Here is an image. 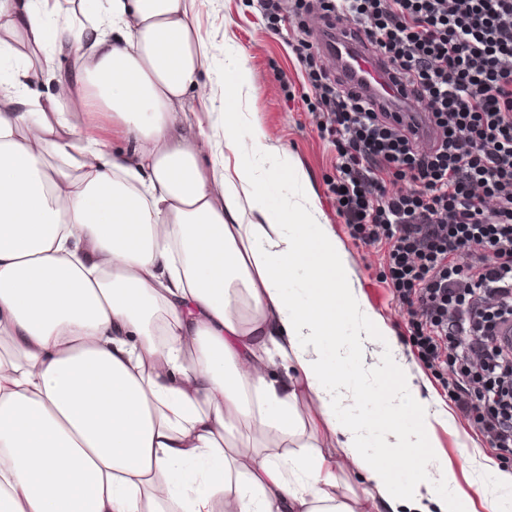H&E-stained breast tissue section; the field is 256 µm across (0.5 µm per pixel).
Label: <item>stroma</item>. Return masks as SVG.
Instances as JSON below:
<instances>
[{"label": "stroma", "instance_id": "1", "mask_svg": "<svg viewBox=\"0 0 512 512\" xmlns=\"http://www.w3.org/2000/svg\"><path fill=\"white\" fill-rule=\"evenodd\" d=\"M201 37L208 42L217 61L245 54L250 69L253 94L241 106L250 130H259L270 153L264 157L241 151L240 157L266 175L275 153L285 151L291 158L294 179L280 183L277 191L296 201L313 198L317 223L327 225L336 235L351 279L363 302L391 330L392 344L376 343L367 349L368 370H361L350 358L336 365L346 382L350 400L341 417L367 420L366 452L384 458L386 421L397 407L391 400H379L377 390H392L396 375L387 369L385 357L400 361L414 378L422 398L431 409L448 411L449 424H435L434 446L439 466L452 475L450 483L440 485L439 496L453 497L463 512H487L481 488H492V471L512 473V452L491 447L473 423L454 408L444 387V379L431 372L417 357L407 332V315L393 300L383 280L384 247L364 248L355 244L348 228L336 212L329 183L336 177L337 153L316 131L307 108L311 94L305 70L289 47L293 26L289 22L270 23L264 17L260 0H196Z\"/></svg>", "mask_w": 512, "mask_h": 512}]
</instances>
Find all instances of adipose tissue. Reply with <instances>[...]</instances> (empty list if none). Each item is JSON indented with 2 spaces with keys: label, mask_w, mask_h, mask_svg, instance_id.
<instances>
[{
  "label": "adipose tissue",
  "mask_w": 512,
  "mask_h": 512,
  "mask_svg": "<svg viewBox=\"0 0 512 512\" xmlns=\"http://www.w3.org/2000/svg\"><path fill=\"white\" fill-rule=\"evenodd\" d=\"M0 0V512H398L448 482L420 470L390 497L392 461L411 447L434 457L433 423L413 378L394 394L420 418L387 423L384 463L365 451V420L342 419L337 309L368 337H390L359 298L335 235L308 227L314 201L288 205L271 178L230 166L245 62L223 70L219 127L186 117L213 104L215 60L195 0ZM18 37L24 52H10ZM75 58L54 71V57ZM54 91L31 94L36 71ZM107 113L125 146L83 135ZM207 140L208 158L195 149ZM256 215L243 220L244 210ZM307 272L310 297L287 290ZM295 378L270 374L275 362ZM340 435L365 475L363 497L340 494L319 449L262 450L247 423L301 440L300 398Z\"/></svg>",
  "instance_id": "obj_1"
}]
</instances>
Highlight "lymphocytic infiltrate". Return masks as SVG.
Listing matches in <instances>:
<instances>
[{
    "label": "lymphocytic infiltrate",
    "mask_w": 512,
    "mask_h": 512,
    "mask_svg": "<svg viewBox=\"0 0 512 512\" xmlns=\"http://www.w3.org/2000/svg\"><path fill=\"white\" fill-rule=\"evenodd\" d=\"M291 16L329 190L355 243L386 245L384 277L410 340L492 447L512 451V0H263ZM337 15L386 58L418 108L381 105L329 70Z\"/></svg>",
    "instance_id": "1"
}]
</instances>
